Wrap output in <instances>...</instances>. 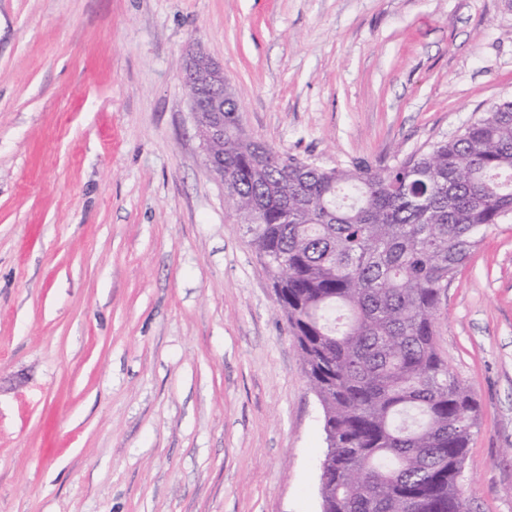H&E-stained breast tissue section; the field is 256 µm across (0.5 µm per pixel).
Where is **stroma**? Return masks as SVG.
I'll use <instances>...</instances> for the list:
<instances>
[{"instance_id": "stroma-1", "label": "stroma", "mask_w": 512, "mask_h": 512, "mask_svg": "<svg viewBox=\"0 0 512 512\" xmlns=\"http://www.w3.org/2000/svg\"><path fill=\"white\" fill-rule=\"evenodd\" d=\"M247 135L399 163L512 98V0H0V512H322L324 413L203 162L181 65ZM477 402L466 512H512V223L441 301Z\"/></svg>"}]
</instances>
